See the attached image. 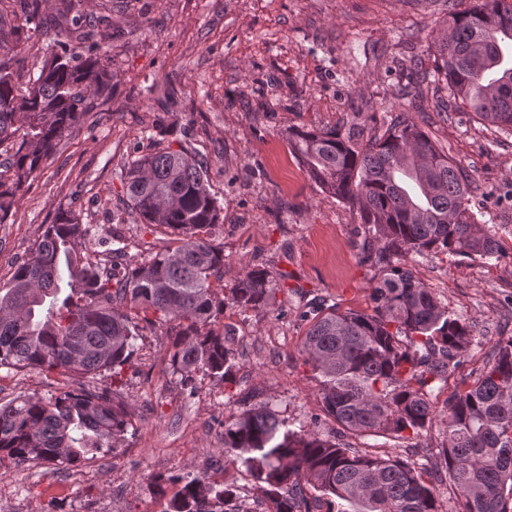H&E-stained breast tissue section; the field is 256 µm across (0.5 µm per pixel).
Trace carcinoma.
<instances>
[{
  "mask_svg": "<svg viewBox=\"0 0 512 512\" xmlns=\"http://www.w3.org/2000/svg\"><path fill=\"white\" fill-rule=\"evenodd\" d=\"M23 9L27 22L43 24L41 0H24ZM25 37L0 14V146L27 124L0 162L14 173L9 182L0 175V222L24 180L89 111L88 96L111 89L99 56L69 36L53 40L28 94L17 95L15 50ZM439 51L437 72L457 111L512 131V0H474L449 14ZM288 142L322 192L357 208L370 244L364 259L379 271L373 313L331 305L306 332L303 352L321 376L324 414L350 431L391 437L442 421V457L460 512H512V336L495 342L474 386L452 393L437 412L431 385L448 384L459 369L471 325L407 267L408 258L437 250L501 256L496 230L477 224L479 186L406 114L367 140L352 127L297 129ZM120 179L126 209L168 228L169 245L140 260L109 246L93 262L76 248L90 227L61 212L0 288V368L117 376L130 362L132 340L160 315L173 336L169 364L184 389L194 390L200 372L233 378L235 354L215 329L224 315L213 286L224 279V248L211 239L219 207L203 164L185 148H162L132 161ZM269 284L266 270L246 272L232 304L242 311L268 305ZM129 425L108 389L18 395L0 404V458L74 465L114 448ZM224 458L245 467L264 494L263 512H310L309 486L328 496L327 512H439L427 464L331 442L266 406L224 426ZM154 492L169 497L165 512H239L233 486L197 476L160 478Z\"/></svg>",
  "mask_w": 512,
  "mask_h": 512,
  "instance_id": "obj_1",
  "label": "carcinoma"
}]
</instances>
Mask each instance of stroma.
I'll return each instance as SVG.
<instances>
[{"label":"stroma","mask_w":512,"mask_h":512,"mask_svg":"<svg viewBox=\"0 0 512 512\" xmlns=\"http://www.w3.org/2000/svg\"><path fill=\"white\" fill-rule=\"evenodd\" d=\"M64 1L70 15H107L121 29L99 52L112 92L64 132L17 193L0 223V288L64 211L90 225L82 249L91 258L114 235L136 256L166 246L168 229L126 210L118 175L168 147L203 162L222 207L212 234L224 247L225 288L264 268L274 301L245 312L225 305L221 323L238 369L227 382L198 374L191 394L169 369L166 326L145 330L120 380H83L127 406L124 439L70 470L0 461V512H163L154 479L186 475L233 484L240 512H251L262 494L244 468L226 463L224 425L262 405L361 451L439 457L441 422L417 437H381L346 430L322 411L321 378L301 352L310 316L322 301L372 313L378 271L362 259L357 210L321 191L288 132L358 126L378 135L404 109L485 191L475 208L499 224L501 258L437 251L408 262L473 330L464 365L433 396L444 409L482 372L494 342L512 336V133L443 111L447 89L435 77L439 33L469 0H43V14L56 15ZM28 35L17 54L23 92L64 33L55 24ZM67 382L56 372L2 368L0 402L47 398Z\"/></svg>","instance_id":"stroma-1"}]
</instances>
